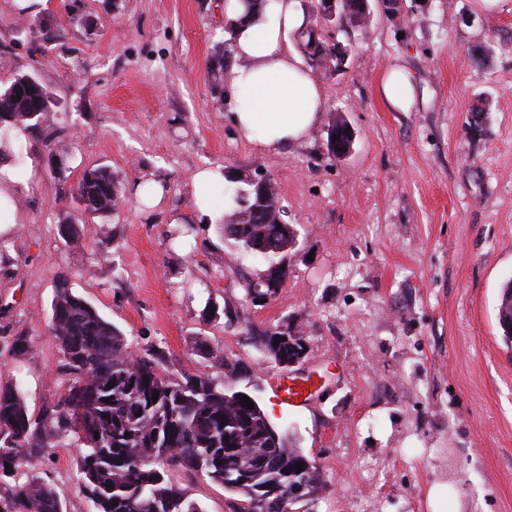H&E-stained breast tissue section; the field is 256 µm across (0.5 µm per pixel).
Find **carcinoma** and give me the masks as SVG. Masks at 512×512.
Wrapping results in <instances>:
<instances>
[{"mask_svg":"<svg viewBox=\"0 0 512 512\" xmlns=\"http://www.w3.org/2000/svg\"><path fill=\"white\" fill-rule=\"evenodd\" d=\"M236 19L224 17L226 39L212 53L211 96L224 105V55L228 54ZM58 107L53 93L34 75L20 74L0 88V140L11 141L14 129L42 128L31 113ZM224 175L206 194L220 196L233 213L253 209L260 223L243 224L232 242L266 263L258 279L288 280L282 249L292 240L278 224L284 204L276 189L260 192ZM71 193L85 216L107 226L124 196L110 168L85 170ZM275 237L281 252L260 244ZM497 321L506 345L512 344V279L500 294ZM48 329L63 357L60 368L74 376L58 399L38 413L29 411L20 386L0 387V512H65L56 490L39 479H21L20 468L65 442L79 445L77 484L85 497L96 494L91 480L98 472L102 483H112L108 506L92 505L95 512H203L173 472H201L205 478L235 496L232 512H279V497L291 485L307 482L310 493L323 487L316 463L269 422L259 404L249 409L235 383L248 378L239 360L206 344L198 353L209 357L217 371H184L172 377L165 369L163 347L152 343L131 349L124 333L100 315L73 289H57ZM244 334L261 346L265 359L275 362L298 348L300 338L277 342L266 330L249 325ZM158 400H153V396ZM88 433L84 442L78 432ZM302 463V470L296 464Z\"/></svg>","mask_w":512,"mask_h":512,"instance_id":"1","label":"carcinoma"}]
</instances>
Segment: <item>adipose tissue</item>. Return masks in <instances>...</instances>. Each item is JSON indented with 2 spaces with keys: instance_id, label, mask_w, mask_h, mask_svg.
<instances>
[{
  "instance_id": "1",
  "label": "adipose tissue",
  "mask_w": 512,
  "mask_h": 512,
  "mask_svg": "<svg viewBox=\"0 0 512 512\" xmlns=\"http://www.w3.org/2000/svg\"><path fill=\"white\" fill-rule=\"evenodd\" d=\"M224 10L243 19L234 33V76L225 88L232 121L260 149H287L308 136L322 113L321 90L286 41L304 25L298 0H266L253 8L226 0Z\"/></svg>"
}]
</instances>
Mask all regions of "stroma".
I'll list each match as a JSON object with an SVG mask.
<instances>
[{
    "label": "stroma",
    "instance_id": "1",
    "mask_svg": "<svg viewBox=\"0 0 512 512\" xmlns=\"http://www.w3.org/2000/svg\"><path fill=\"white\" fill-rule=\"evenodd\" d=\"M74 5L89 26L70 24L62 0L25 13L0 0V87L32 73L58 101L43 131L26 136L29 189L10 209L0 386L19 385L36 412L67 384L47 329L64 275L131 348L161 344L170 375L207 368L193 350L199 341L248 367L238 390L325 481L300 512H430L436 483L460 512H512V348L496 319L512 279V0L491 15L477 0L374 5L345 69L318 79L320 124L284 151L258 149L212 107L224 0ZM395 65L415 85L407 112L378 95ZM337 120L354 131L342 160L326 146ZM55 150L68 153L62 181L47 170ZM101 163L118 175L125 204L108 232L85 223L62 241L59 217L81 215L70 190ZM215 165L269 176L288 208V281L267 306L244 300L263 264L195 206L193 176ZM149 181L166 188L152 209L135 196ZM228 304L239 327L224 325ZM279 322L306 341L300 374L313 386L303 407L281 403L284 370L241 333ZM18 336L29 351L11 349ZM77 454L66 444L24 470L50 482L66 512H90L76 487ZM175 477L204 512H231L222 486Z\"/></svg>",
    "mask_w": 512,
    "mask_h": 512
}]
</instances>
